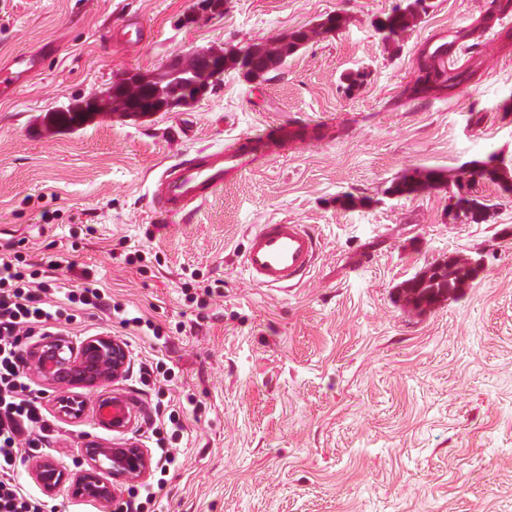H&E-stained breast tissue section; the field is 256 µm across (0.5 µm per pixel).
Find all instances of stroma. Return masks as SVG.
<instances>
[{"instance_id":"obj_1","label":"stroma","mask_w":512,"mask_h":512,"mask_svg":"<svg viewBox=\"0 0 512 512\" xmlns=\"http://www.w3.org/2000/svg\"><path fill=\"white\" fill-rule=\"evenodd\" d=\"M0 0V63L46 48L39 73L0 97V254L61 261V276L99 280L115 302L170 330L167 344L131 336L96 310L66 326L79 340L125 339L133 361L162 359L173 381L148 390L122 380L135 413L124 434L175 462L155 512H512V196L489 183L488 221L450 223L449 193L385 192L391 179L453 171L501 154L512 165V0H425L396 41L374 20L402 0ZM343 26L315 34L326 16ZM140 21L134 51L113 39ZM302 29L309 41L257 82L225 71L212 91L171 112H116L76 131L44 123L134 73H162L190 52L268 44ZM463 51L468 83L409 98L427 41ZM364 79L349 86L347 74ZM335 116L328 142L291 144L192 216L159 222L151 178L203 148H223L272 121ZM358 198L346 208L338 198ZM306 224L315 267L290 291L245 277L256 224ZM140 250L134 264L125 254ZM451 255L479 258L469 287L416 311L402 287ZM222 281L221 294L202 288ZM60 420L46 449L69 472L87 439L117 441L97 424L96 391ZM183 410L173 440L148 438L157 404Z\"/></svg>"}]
</instances>
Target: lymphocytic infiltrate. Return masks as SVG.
<instances>
[{
    "label": "lymphocytic infiltrate",
    "instance_id": "1",
    "mask_svg": "<svg viewBox=\"0 0 512 512\" xmlns=\"http://www.w3.org/2000/svg\"><path fill=\"white\" fill-rule=\"evenodd\" d=\"M87 310L116 315L122 327L154 340L169 339L161 326L113 302L96 280L70 285L43 274L20 252L0 256V512H45L40 496L18 477L24 452L43 447L56 431L41 389L22 366L26 341Z\"/></svg>",
    "mask_w": 512,
    "mask_h": 512
}]
</instances>
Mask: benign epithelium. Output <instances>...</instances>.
<instances>
[{"mask_svg": "<svg viewBox=\"0 0 512 512\" xmlns=\"http://www.w3.org/2000/svg\"><path fill=\"white\" fill-rule=\"evenodd\" d=\"M223 53L208 51L194 53L188 63L170 65L169 75L176 77L187 73L193 75L199 85H207L221 74ZM126 97L104 94L90 95L73 103L72 111L82 116L85 126L107 112H126ZM458 271L461 278L457 287H466L482 268V262L459 255H450L433 265V269ZM129 354L122 340L110 334H98L80 342L64 336L47 335L29 344L25 367L28 373L43 385L54 388L61 378L72 371L70 383L75 386L98 389L116 384L127 374ZM86 402L77 396L60 394L56 401L59 416L67 420L80 418ZM102 428L122 433L134 421L133 412L124 409L116 416L99 418ZM87 467L75 474L61 469L51 457L42 458L32 467V475L43 490L51 494L59 487L68 485L76 498L108 505L119 497L118 480L141 478L152 467L148 451L131 441L104 443L89 440L85 445Z\"/></svg>", "mask_w": 512, "mask_h": 512, "instance_id": "benign-epithelium-1", "label": "benign epithelium"}]
</instances>
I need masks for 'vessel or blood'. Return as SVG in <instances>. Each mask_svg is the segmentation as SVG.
Segmentation results:
<instances>
[{
    "instance_id": "b4317fda",
    "label": "vessel or blood",
    "mask_w": 512,
    "mask_h": 512,
    "mask_svg": "<svg viewBox=\"0 0 512 512\" xmlns=\"http://www.w3.org/2000/svg\"><path fill=\"white\" fill-rule=\"evenodd\" d=\"M42 51L14 56L0 65V95L10 96L35 75L41 66ZM336 122L328 118L310 130L270 123L253 133L234 138L221 151L192 160H182L164 168L150 182L155 214L190 215L204 204L214 190L233 184L253 170L257 162L284 147L287 142L308 139L321 141L333 133ZM320 242L304 224H260L247 236L243 270L258 287L288 290L299 287L311 273Z\"/></svg>"
}]
</instances>
